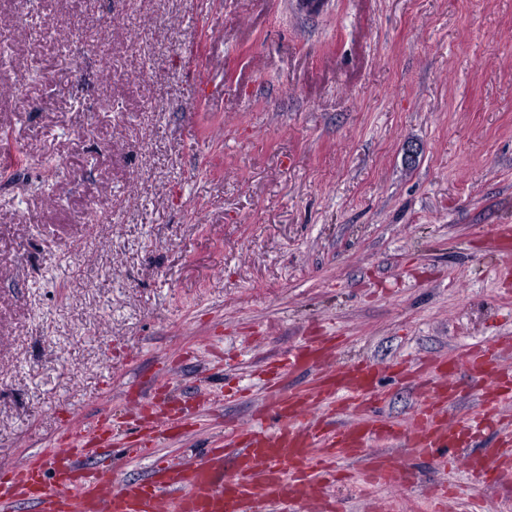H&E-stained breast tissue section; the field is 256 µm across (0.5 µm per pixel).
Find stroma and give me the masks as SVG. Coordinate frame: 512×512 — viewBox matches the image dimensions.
Masks as SVG:
<instances>
[{
    "label": "stroma",
    "mask_w": 512,
    "mask_h": 512,
    "mask_svg": "<svg viewBox=\"0 0 512 512\" xmlns=\"http://www.w3.org/2000/svg\"><path fill=\"white\" fill-rule=\"evenodd\" d=\"M112 59L75 45L85 20ZM55 21L51 38L32 25ZM144 30L154 56L131 39ZM0 461L47 457L153 384L194 419L183 460L268 400L261 367L310 330L380 367L376 417L410 418L399 367L512 336V0H0ZM202 71L209 94L194 80ZM94 206L110 224L84 223ZM404 479L330 492L415 512L451 479L485 512L512 491L401 454Z\"/></svg>",
    "instance_id": "1"
}]
</instances>
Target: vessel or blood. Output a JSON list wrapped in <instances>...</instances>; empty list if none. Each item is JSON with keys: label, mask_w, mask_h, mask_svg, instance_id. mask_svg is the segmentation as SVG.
Listing matches in <instances>:
<instances>
[{"label": "vessel or blood", "mask_w": 512, "mask_h": 512, "mask_svg": "<svg viewBox=\"0 0 512 512\" xmlns=\"http://www.w3.org/2000/svg\"><path fill=\"white\" fill-rule=\"evenodd\" d=\"M329 337L306 336L281 356L277 377L313 371L309 387L289 395L274 394L270 408L276 416L265 425L263 416L232 428L222 445L205 449L196 458L179 463L153 457L154 441L168 423L157 415V396L139 398L137 437L126 447L133 459L153 458L144 482L115 484L109 463L112 415L100 416L85 436L71 439L46 462L0 468V506L25 500L36 512H249L252 504L272 505L275 512H344L343 504L326 492L337 477L371 487L395 485L402 469L393 455L400 447L417 458L435 457L448 449V466L467 463L471 472L504 471L512 463V424L500 406L512 401V372H501V355L512 348L503 341L477 344L462 361L475 376L499 373L497 385L483 392L481 405L460 426L448 423V409L459 394L449 383L444 365L421 362L412 384L419 395L411 422L389 421L372 429L361 423L369 404L357 402L377 373L366 361L329 368ZM322 405L333 423L312 419L311 404ZM354 408L359 420L339 422L344 410ZM234 454L233 473H225L224 458ZM365 456L357 474H340L338 463L349 456Z\"/></svg>", "instance_id": "b4317fda"}]
</instances>
